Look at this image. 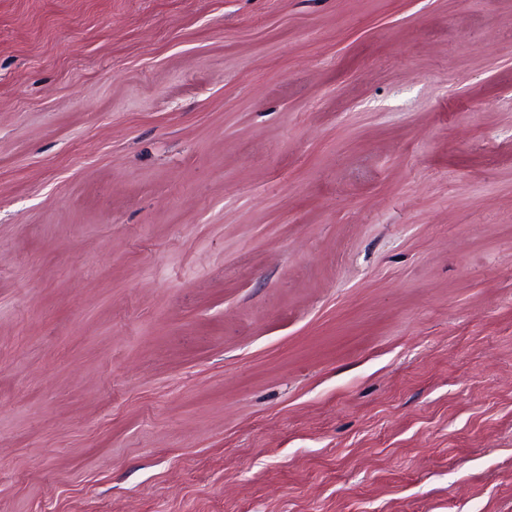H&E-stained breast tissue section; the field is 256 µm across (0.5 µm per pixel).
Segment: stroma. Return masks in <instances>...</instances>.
<instances>
[{
  "label": "stroma",
  "mask_w": 512,
  "mask_h": 512,
  "mask_svg": "<svg viewBox=\"0 0 512 512\" xmlns=\"http://www.w3.org/2000/svg\"><path fill=\"white\" fill-rule=\"evenodd\" d=\"M0 512H512V0H0Z\"/></svg>",
  "instance_id": "obj_1"
}]
</instances>
